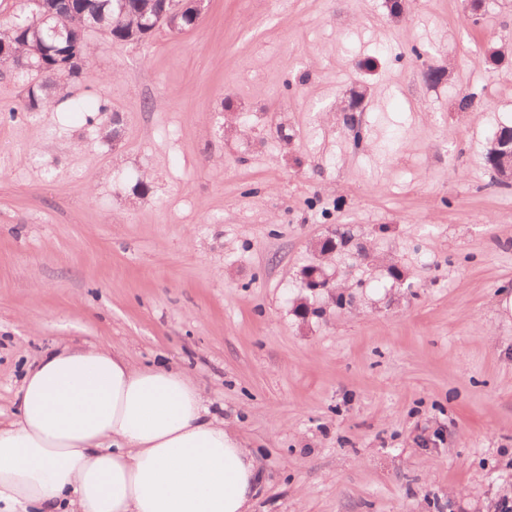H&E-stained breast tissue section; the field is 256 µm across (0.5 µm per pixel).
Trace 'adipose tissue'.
I'll return each instance as SVG.
<instances>
[{
    "mask_svg": "<svg viewBox=\"0 0 512 512\" xmlns=\"http://www.w3.org/2000/svg\"><path fill=\"white\" fill-rule=\"evenodd\" d=\"M262 481L184 371L104 346L41 354L0 422V512H248Z\"/></svg>",
    "mask_w": 512,
    "mask_h": 512,
    "instance_id": "adipose-tissue-1",
    "label": "adipose tissue"
}]
</instances>
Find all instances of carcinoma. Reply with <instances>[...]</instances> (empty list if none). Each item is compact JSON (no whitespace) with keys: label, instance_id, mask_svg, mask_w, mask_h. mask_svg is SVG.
Wrapping results in <instances>:
<instances>
[{"label":"carcinoma","instance_id":"obj_1","mask_svg":"<svg viewBox=\"0 0 512 512\" xmlns=\"http://www.w3.org/2000/svg\"><path fill=\"white\" fill-rule=\"evenodd\" d=\"M20 18L0 23V57L9 61L21 78L32 76L31 70L20 65L39 63L43 73L37 81L28 82L21 106L10 107L14 112H42L51 106L48 90H64L79 73L78 64L89 65L92 55L86 29L102 31L111 42H134L145 37V23L154 14L166 11L175 15L173 30L181 32L199 21V15L180 0H124V9L116 0H18ZM54 14L50 24L58 25L65 37L54 40L47 27L34 28L38 18Z\"/></svg>","mask_w":512,"mask_h":512}]
</instances>
